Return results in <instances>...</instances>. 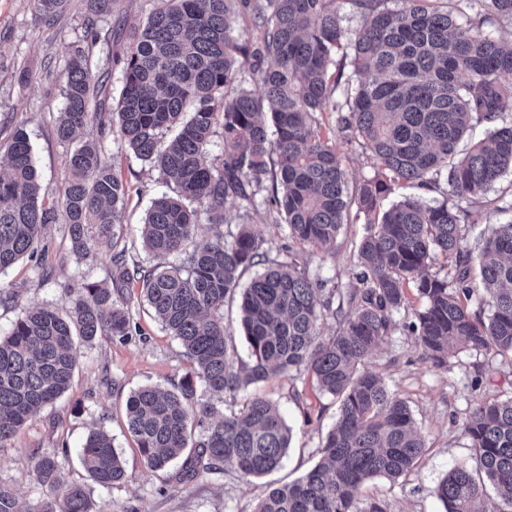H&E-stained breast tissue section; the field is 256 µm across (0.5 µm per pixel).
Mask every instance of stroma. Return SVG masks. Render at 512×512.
Returning <instances> with one entry per match:
<instances>
[{"mask_svg":"<svg viewBox=\"0 0 512 512\" xmlns=\"http://www.w3.org/2000/svg\"><path fill=\"white\" fill-rule=\"evenodd\" d=\"M152 0H118L100 27L115 31L109 41L98 42L93 55L108 71L107 88L118 95L120 60L127 52L119 30L144 22ZM87 18L85 0H68L54 24L39 21L31 0H0V144L16 130H24L33 149L45 206L59 208L68 179L70 145L58 140L56 119L65 104L64 72L77 47L83 46ZM334 141L350 185L370 179L376 172L369 152L342 135ZM113 171L130 187L124 202L122 232L129 256L149 267L153 258L143 248L140 226L152 198L166 187L149 165L127 149L118 136L104 146ZM268 190L258 192L256 207L247 209L226 200L224 214L230 224L252 225L273 250L285 244L281 218L267 203ZM462 222L470 247L480 244L489 225L512 220V171L476 202L462 203ZM363 224H347L328 251L297 247L298 260L310 277L328 286L348 287L357 270V243ZM42 252L22 258L0 276V333H8L15 320L32 307H68L87 283L107 281L114 251L110 243L89 231L87 254L75 255L63 222L46 225ZM137 326L131 339L99 337L76 343L77 365L69 390L41 410L12 440L0 448V481L11 486L22 512L45 497L46 489L33 473L35 452L68 447L59 462L65 476L86 484L91 512H254L269 489L294 481L319 461L322 437L336 421V405L321 394L310 374L281 375L258 383L256 390L277 402L292 429L282 468L261 477H242L232 469L221 474L199 473L179 481L182 468L174 461L165 470L149 469L130 435L125 405L131 393L145 385L173 388L188 370L179 341L142 307L132 309ZM391 391L404 398L426 444L417 469L398 481L378 477L363 493L384 499L389 512H444L435 488L456 465L474 466L470 442L460 424L481 398L512 397V363L492 354L466 350L437 367L421 357L412 337L395 330L367 361ZM107 430L119 453L126 479L114 487L93 483L82 468L78 451L90 430Z\"/></svg>","mask_w":512,"mask_h":512,"instance_id":"1","label":"stroma"}]
</instances>
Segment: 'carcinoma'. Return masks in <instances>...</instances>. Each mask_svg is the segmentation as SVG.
Masks as SVG:
<instances>
[{
	"label": "carcinoma",
	"instance_id": "carcinoma-1",
	"mask_svg": "<svg viewBox=\"0 0 512 512\" xmlns=\"http://www.w3.org/2000/svg\"><path fill=\"white\" fill-rule=\"evenodd\" d=\"M46 24L67 0H32ZM146 21L126 30L122 87L116 103L92 54L78 51L65 74V107L57 119L63 142L86 139L69 155L62 196L74 252L88 250L86 227L117 247L126 185L104 158L102 143L119 128L141 161L173 186L154 198L142 229L144 249L179 263L128 265L125 249L112 257L111 284H87L68 312L29 310L0 336V448L41 409L69 388L74 338L132 335L134 302L147 304L180 340L190 365L174 389L145 386L126 403L128 430L146 465L162 469L188 448L182 477L230 467L262 476L282 465L291 428L277 404L258 395L239 409L217 407L224 396L271 378L306 372L338 404V418L320 443L321 462L298 481L275 487L255 512H387L361 489L378 476L397 481L417 466L425 444L407 402L365 368L390 336L395 314L412 312L403 328L421 357L437 367L460 348L512 361V221L494 224L478 255L467 246L461 201L486 194L512 170V43L504 46L485 25L490 15L512 20V0H467L463 23L439 0H153ZM116 0H86L85 39L109 41L96 21ZM246 9L263 38L251 48L230 21ZM359 29L346 26L348 15ZM350 45L352 75L340 98L329 70L344 69L337 52ZM258 77L245 89L243 74ZM95 104H90V101ZM193 111L185 116L184 107ZM336 113V126L371 152L377 172L356 191V216L367 235L358 248L354 288H327L295 258L271 255L249 227L228 230L199 250L187 243L206 216L224 224L232 198L250 206L266 175L269 201L291 242L331 246L349 218L348 178L336 145L323 137L316 114ZM485 135L462 157L457 147L473 127ZM222 154L205 156L215 128ZM177 134L163 149L160 139ZM0 170V273L32 256L44 225L55 221L40 201L32 147L13 134ZM415 182L431 190L446 182L451 199L388 201L393 186ZM452 261L451 278L429 271L433 254ZM261 265L245 288L241 278ZM140 288L139 300L127 289ZM416 290L420 308H411ZM239 310L252 363L237 361L235 337L224 326V305ZM338 306H333V298ZM487 316H482V313ZM336 319L322 336L319 321ZM479 471L500 492L488 507L481 479L465 465L448 470L436 492L445 512H512V397L478 402L461 426ZM67 449L36 454L34 472L49 496L28 512H90L82 483L67 481L58 462ZM79 458L89 477L108 487L125 471L112 436L88 434ZM0 512H19L14 490L0 482Z\"/></svg>",
	"mask_w": 512,
	"mask_h": 512
}]
</instances>
